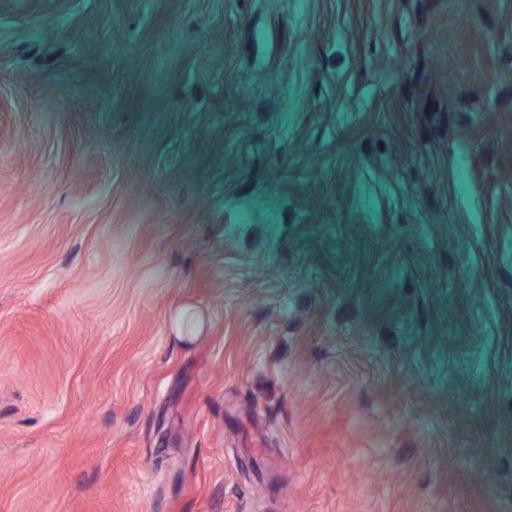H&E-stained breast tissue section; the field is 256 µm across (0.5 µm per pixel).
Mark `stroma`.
<instances>
[{"mask_svg":"<svg viewBox=\"0 0 512 512\" xmlns=\"http://www.w3.org/2000/svg\"><path fill=\"white\" fill-rule=\"evenodd\" d=\"M0 512H512V0H0Z\"/></svg>","mask_w":512,"mask_h":512,"instance_id":"1","label":"stroma"}]
</instances>
